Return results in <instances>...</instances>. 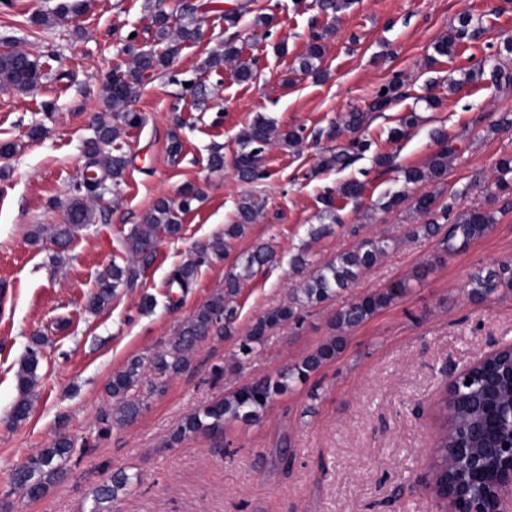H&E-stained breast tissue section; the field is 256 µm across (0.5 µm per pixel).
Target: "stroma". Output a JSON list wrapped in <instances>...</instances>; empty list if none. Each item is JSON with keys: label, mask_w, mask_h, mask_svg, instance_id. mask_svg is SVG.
<instances>
[{"label": "stroma", "mask_w": 512, "mask_h": 512, "mask_svg": "<svg viewBox=\"0 0 512 512\" xmlns=\"http://www.w3.org/2000/svg\"><path fill=\"white\" fill-rule=\"evenodd\" d=\"M60 2L13 0L11 8L0 7V52L27 53L45 75L30 93L0 86V144L13 146L0 157V504L10 512H86L92 492L123 469L138 473L141 484L119 497L112 512H441L427 490L441 394L474 361L512 345V290L482 301L467 296L472 273L512 261V195L489 196L496 161L512 153V126L499 123L512 116V83L489 70L462 81L487 59L512 73V53L504 48L512 37V0H355L333 19L318 0H305L300 9L292 0H254V9L274 18L267 28L255 27L249 14L229 26L224 13L239 0H212L203 39L183 45L169 74L147 81L130 105L147 121L121 140L131 164L120 192L102 198L106 221L76 236L58 264L55 245L46 238L32 243L30 234L65 219L84 169L82 145L101 110L100 78L124 70L127 36L136 34L144 48L154 44L147 0H81L80 11L59 18ZM38 13L53 16V24H31ZM466 17L472 23L454 54L435 55L434 43ZM317 33L324 36L320 78L296 69ZM227 40L254 61L251 81L237 82L229 63L217 74L199 71L200 61ZM396 74L404 80L398 98L371 113L364 128L369 151L344 170L317 171L320 154L346 140H319L316 132L366 108ZM456 80L461 88L450 90ZM189 81L207 84L205 106L184 91ZM431 95L439 106H427ZM48 101L55 104L50 114ZM411 113L415 126L391 141L390 129ZM260 114L282 127L304 128L306 138L295 147L268 146L265 179L246 184L233 162L241 131ZM37 125L46 135L34 140L29 132ZM173 129L182 141L176 156L168 151ZM438 130L461 147L444 185L454 214L482 207L497 218L486 236L452 254L440 237H406V226L421 221L408 203L382 206L400 190L409 199L421 194V186L404 184L400 171L428 163L439 148ZM216 147L224 153L220 173L208 165ZM379 153L392 155L395 169L375 167ZM349 180L363 183L362 196L338 200V224L311 238L307 230L318 221L321 194ZM187 184L201 197L183 214L180 236H159L156 259L136 287L119 289L99 313L87 312L98 273L127 259L123 234L157 199L179 200ZM247 192L265 198L263 215L230 240L223 259L200 267L182 301L172 302L170 270L234 223ZM370 236L394 245L353 288L305 307L300 323L269 331L236 367L240 337L301 286L302 275L289 263L293 255L305 253L319 264ZM262 243L274 245L280 261L243 282L233 335L201 342L187 369L148 399L133 422L104 424L101 417L113 405L106 391L112 374L134 357L164 350L196 306L223 289L227 272ZM419 267L426 270L421 282L352 329L334 361L276 397L258 422L173 440L198 406L311 354L333 335L337 308ZM147 295L155 306L145 312ZM37 334L45 339L40 380L27 419L16 423V372ZM61 432L76 443L66 478L42 497L26 496L15 487L13 470Z\"/></svg>", "instance_id": "35a3bbf8"}]
</instances>
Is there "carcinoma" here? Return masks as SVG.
<instances>
[{
	"label": "carcinoma",
	"instance_id": "cac0c4a2",
	"mask_svg": "<svg viewBox=\"0 0 512 512\" xmlns=\"http://www.w3.org/2000/svg\"><path fill=\"white\" fill-rule=\"evenodd\" d=\"M205 4L192 0H179V23H171V15L157 8L153 15L154 43L156 48L143 50L136 44V38L128 39L125 46L129 57L128 68L123 73H109L100 84L99 97L104 112L97 117L94 136L84 143L85 169L95 172L112 185L117 192L130 164V158L121 148L115 146L127 128L141 127L146 117L136 111L126 109L139 94L148 80V75L163 73L173 64L181 46L187 42H197L204 35L200 11ZM471 19H464L461 27L448 36L440 38L434 51L441 56H450L459 39L466 34ZM322 58V45L312 42L307 52L300 58L298 69L305 74L320 75L318 62ZM227 62L236 63L237 78L248 82L253 78V61L240 59V51L234 41L227 40L222 47L212 51L198 67L203 73H218ZM41 68L30 56L17 51L0 53V83L21 93H29L42 84ZM402 81L396 77L385 85L386 91H378L370 111L380 112L396 97ZM367 112L354 109L346 113L340 123L329 129L327 138H339L350 134L345 148L320 155L319 170H342L354 156L368 150V143L362 138V130L367 122ZM440 149L432 156L425 168H400L390 155L378 154L375 166L396 170L402 174L404 184L435 183L445 179L448 160L457 154V148L448 135L442 131L435 133ZM242 151L235 159V167L241 181L250 183L264 177L261 170L262 154L266 147L278 142L296 146L304 140L302 131L282 129L275 122L262 116L257 117L239 137ZM512 181V155H503L496 163L495 185L506 188ZM100 196V182L82 177L75 186V194L66 208L65 222L52 227L50 240L58 251L55 260L63 262L65 252L73 239L83 230L106 219L105 211H96L92 199ZM198 196L192 188H185L180 202L167 198L158 199L144 216L142 223L134 224L122 239V247L128 260L120 265L112 263L98 276L94 291L88 296L85 308L96 314L107 307L119 288H132L142 273L149 268L155 258L157 233L178 237L182 231L180 214L191 208ZM439 194L428 192L414 200V209L425 217L421 224H410L406 228L411 238L443 235L442 247L447 253H454L473 240L485 236L496 223L495 213L482 208H474L463 213L452 224L448 223L450 205L438 201ZM324 208L319 219L322 223L310 225L308 234L317 239L324 236L329 225L336 223L334 197L323 199ZM266 202L252 193L244 194L238 202L237 221L224 228V235L196 249V258L174 267L168 278V288L182 296L191 288L201 265L212 258L221 259L229 247L228 240L245 233L247 226L265 210ZM392 247V240L381 237L361 239L354 249L345 251L335 258L315 267L308 266L305 252H300L289 260L290 265L300 274H305L302 288L294 293L288 304L269 310L251 326L239 344L242 358L236 366L243 367V359L262 344L267 332L298 320V310L330 299L334 294L349 288L356 282L363 270L374 266ZM277 263L274 247L260 244L252 250L239 266V271L231 272L224 281V289L200 303L193 314L180 326L169 347L154 354L147 360L132 359L124 369L114 373L107 384L109 394L115 399L112 410L103 414V421L123 425L136 419L141 413L145 400L162 393L168 380L183 372L189 363L191 353L199 342L210 336H230L236 320L235 300L240 293L242 281L251 277L255 270ZM424 270L413 272L412 278L420 279ZM410 278V279H412ZM410 279L399 280L390 287L367 293L345 304L336 311L333 328L336 335L329 338L313 354L289 366L275 376L247 383L224 396V399L198 408L187 415L173 434L176 440L188 434L215 431L226 423L234 421L250 422L258 419L275 397L291 390L298 382L306 381L310 374L322 365L336 359L342 353L348 331L364 323L395 297L404 294L409 288ZM501 288L512 290V262H500L479 269L470 276L468 295L473 299H485ZM41 336L31 338L26 355L18 371L17 387L19 397L15 402L11 417L14 421L26 419L30 412L34 390L39 381ZM148 382H143L146 375ZM471 383H466V379ZM443 424L437 442L438 458L433 476L438 494L448 497L454 491L455 482L460 479L471 481L478 490L491 486L497 475L501 461L496 456L483 457V468L477 474H469L463 466L448 469V460L459 454V449L476 452L485 447L495 435L512 427V350L500 351L492 360L469 371L457 379L455 387L441 399ZM75 451V441L66 434L56 436L50 446L43 448L25 463L15 469L13 480L18 489L29 497L42 496L50 486L61 482L66 475V464ZM140 483L137 473L120 470L112 475L109 483L93 492L88 512H112L111 503Z\"/></svg>",
	"mask_w": 512,
	"mask_h": 512
}]
</instances>
